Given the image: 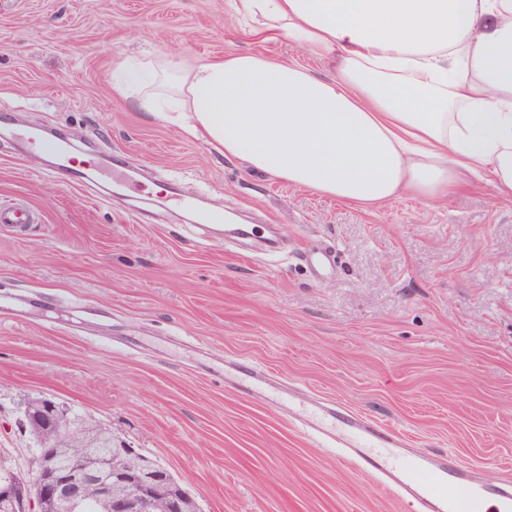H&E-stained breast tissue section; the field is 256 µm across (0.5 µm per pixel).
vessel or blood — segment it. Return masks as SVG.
<instances>
[{"label": "vessel or blood", "instance_id": "b4317fda", "mask_svg": "<svg viewBox=\"0 0 512 512\" xmlns=\"http://www.w3.org/2000/svg\"><path fill=\"white\" fill-rule=\"evenodd\" d=\"M232 371L244 391L294 412L308 432L336 444L340 462L395 489L413 512H512L511 478L483 483L447 454L417 453L407 448L400 432L335 402L292 392L271 382L266 370L236 364Z\"/></svg>", "mask_w": 512, "mask_h": 512}]
</instances>
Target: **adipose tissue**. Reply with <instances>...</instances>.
<instances>
[{"label": "adipose tissue", "instance_id": "ef3b65f1", "mask_svg": "<svg viewBox=\"0 0 512 512\" xmlns=\"http://www.w3.org/2000/svg\"><path fill=\"white\" fill-rule=\"evenodd\" d=\"M250 32L335 59L332 75L242 52L150 58L112 89L227 158L337 200L432 201L461 172L512 196V0H229Z\"/></svg>", "mask_w": 512, "mask_h": 512}]
</instances>
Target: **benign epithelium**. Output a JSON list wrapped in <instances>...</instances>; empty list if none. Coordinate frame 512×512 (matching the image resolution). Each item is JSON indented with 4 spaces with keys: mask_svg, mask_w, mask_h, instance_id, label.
<instances>
[{
    "mask_svg": "<svg viewBox=\"0 0 512 512\" xmlns=\"http://www.w3.org/2000/svg\"><path fill=\"white\" fill-rule=\"evenodd\" d=\"M48 414L54 415V424L60 437L69 440L79 432L71 426L53 402L46 403ZM168 481L167 470L161 466H147L135 474H128L120 465L108 458L96 466L88 465L86 454L70 457L69 465L50 473L38 469L31 481L22 483L27 491L19 494L14 486L0 488V498L19 500L23 512H35L46 498L57 500L68 512H83L85 502L92 498L103 512H156V489ZM125 483L131 492L124 498L113 500L112 491Z\"/></svg>",
    "mask_w": 512,
    "mask_h": 512,
    "instance_id": "obj_1",
    "label": "benign epithelium"
}]
</instances>
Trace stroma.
Masks as SVG:
<instances>
[{
  "mask_svg": "<svg viewBox=\"0 0 512 512\" xmlns=\"http://www.w3.org/2000/svg\"><path fill=\"white\" fill-rule=\"evenodd\" d=\"M253 52L331 64L262 39L225 0H0V467L31 473L22 425L46 398L157 460L201 512H408L294 418L224 383L264 365L289 387L403 430L487 482L512 475V198L465 178L448 197L345 204L219 155L112 93L144 52ZM51 126L203 195L279 250L211 237L152 186L69 181L22 133ZM333 248L313 270L308 254Z\"/></svg>",
  "mask_w": 512,
  "mask_h": 512,
  "instance_id": "stroma-1",
  "label": "stroma"
}]
</instances>
